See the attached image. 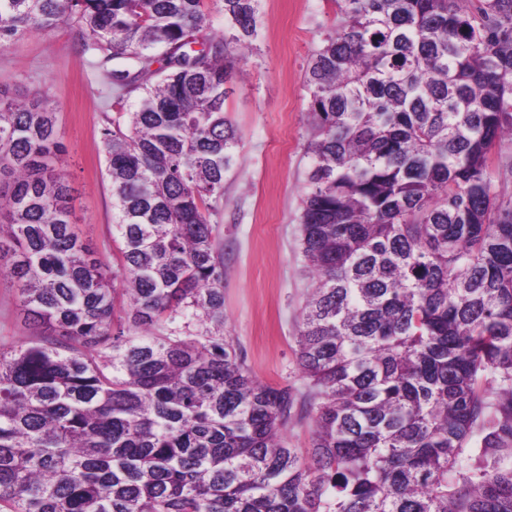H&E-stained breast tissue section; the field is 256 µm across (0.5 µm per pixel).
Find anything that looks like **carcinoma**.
I'll list each match as a JSON object with an SVG mask.
<instances>
[{"label":"carcinoma","instance_id":"carcinoma-1","mask_svg":"<svg viewBox=\"0 0 512 512\" xmlns=\"http://www.w3.org/2000/svg\"><path fill=\"white\" fill-rule=\"evenodd\" d=\"M304 73L300 392L224 336L209 200L259 0H0V47L72 21L113 62L116 264L70 221L55 108L0 89V280L46 328L0 348V512H512V0H333ZM164 67L155 69L156 52ZM313 420L288 446L291 416Z\"/></svg>","mask_w":512,"mask_h":512}]
</instances>
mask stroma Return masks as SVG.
I'll return each instance as SVG.
<instances>
[{
  "label": "stroma",
  "mask_w": 512,
  "mask_h": 512,
  "mask_svg": "<svg viewBox=\"0 0 512 512\" xmlns=\"http://www.w3.org/2000/svg\"><path fill=\"white\" fill-rule=\"evenodd\" d=\"M336 27L333 0H261L252 53L236 58L226 117L241 144L211 221L224 244V331L261 381L304 389L296 336L311 280L300 249L309 92L308 60ZM75 24L33 30L0 48V89L47 97L57 108L62 167L72 187V220L95 252L112 244V192L102 133L130 100L116 101L109 69L83 51ZM15 288L0 281V346L43 336Z\"/></svg>",
  "instance_id": "1"
}]
</instances>
